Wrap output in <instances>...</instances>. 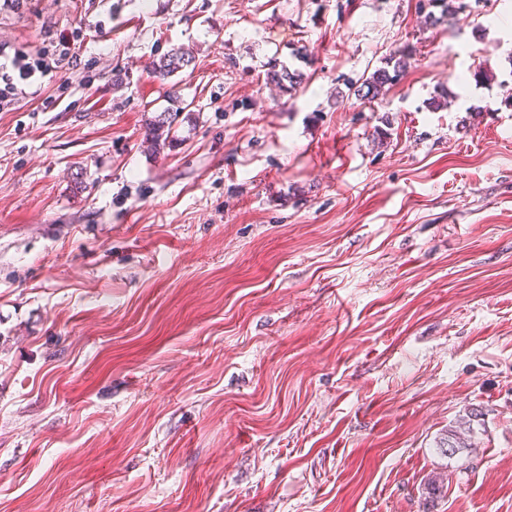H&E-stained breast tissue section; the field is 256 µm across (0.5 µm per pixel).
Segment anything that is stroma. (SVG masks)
<instances>
[{"label":"stroma","mask_w":512,"mask_h":512,"mask_svg":"<svg viewBox=\"0 0 512 512\" xmlns=\"http://www.w3.org/2000/svg\"><path fill=\"white\" fill-rule=\"evenodd\" d=\"M422 2L0 14L89 32L57 107L0 112V512H512V0ZM162 60L163 64L157 66L155 59L149 63L148 70L153 78H157L161 81L166 80L172 73L177 72L185 66H188L192 58L186 55V53L180 51V49L173 48L169 53L158 58ZM411 56V50H401L398 55L395 54L385 62L386 66L376 69L371 76L365 79L360 85L355 86L351 84V94L358 100L372 102L382 94L385 85L392 84L400 76L407 67ZM390 67H392L393 74L390 72ZM482 412L478 409H469L465 416L457 420L455 426H450L447 434L441 437L437 441L436 450L442 456L447 458L454 457L463 448H475L472 447L474 443L471 442V438L474 434V423H479Z\"/></svg>","instance_id":"1"}]
</instances>
